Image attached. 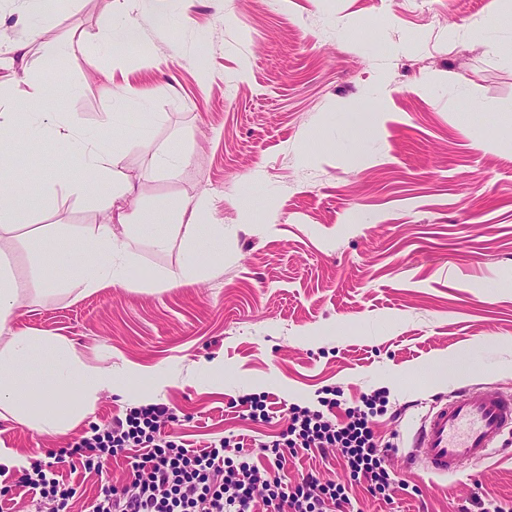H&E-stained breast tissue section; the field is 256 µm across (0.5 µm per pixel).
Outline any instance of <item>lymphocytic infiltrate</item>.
I'll return each instance as SVG.
<instances>
[{
  "mask_svg": "<svg viewBox=\"0 0 512 512\" xmlns=\"http://www.w3.org/2000/svg\"><path fill=\"white\" fill-rule=\"evenodd\" d=\"M385 401V393L377 391L362 409L341 408L335 399L320 410L289 407L288 425L267 444L271 459L262 467L229 457L226 438L200 450L176 444L170 432L179 418L172 408L164 403L135 406L53 460L32 459L29 467L15 472L13 486L61 505L73 490L57 479L55 464L68 461L89 469L138 448L142 454L132 464L131 483L105 489L91 512H326V503H348L345 485L313 472L290 482L285 460L313 449H338V463L353 480L366 483L372 495L388 496L397 478L384 464L374 431V410Z\"/></svg>",
  "mask_w": 512,
  "mask_h": 512,
  "instance_id": "1",
  "label": "lymphocytic infiltrate"
}]
</instances>
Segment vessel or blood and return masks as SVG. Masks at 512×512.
Instances as JSON below:
<instances>
[{"instance_id":"b4317fda","label":"vessel or blood","mask_w":512,"mask_h":512,"mask_svg":"<svg viewBox=\"0 0 512 512\" xmlns=\"http://www.w3.org/2000/svg\"><path fill=\"white\" fill-rule=\"evenodd\" d=\"M512 433V393L458 387L437 396L414 433L407 460L437 475H449L501 449Z\"/></svg>"}]
</instances>
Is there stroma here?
Returning a JSON list of instances; mask_svg holds the SVG:
<instances>
[{"label":"stroma","instance_id":"stroma-1","mask_svg":"<svg viewBox=\"0 0 512 512\" xmlns=\"http://www.w3.org/2000/svg\"><path fill=\"white\" fill-rule=\"evenodd\" d=\"M169 22L158 27L155 17ZM134 17L138 43L108 48L105 18ZM468 33L452 43L448 26ZM30 40L16 70L40 84L38 108L72 119L122 157L147 214L200 195L203 223L224 227V266L187 285L156 287L186 259L180 238L137 246L129 281L90 294L62 290L66 272L40 260L23 227L0 238L23 293L14 329L60 336L92 366L139 365L172 378L157 402L182 420L172 438L201 449L228 437L275 440L287 409L342 407L387 393L375 417L387 467L406 483L392 501L351 481L334 452L288 465L345 483L359 512H480L512 505V437L501 452L436 477L405 462L436 394L462 385L512 392V0H0V41ZM82 48L55 73L56 44ZM158 119L141 129L134 101ZM369 136L355 146L350 129ZM25 123L5 138L19 169L42 181L20 198L34 225L74 232L108 220L107 191L79 196L82 173ZM184 155L175 169L158 156ZM464 359L467 373L436 378ZM219 360L220 375L200 364ZM145 379L103 393L92 414L55 436L0 419V443L45 457L140 404ZM268 396L267 420L241 398ZM131 460L56 472L88 512L104 487L129 483Z\"/></svg>","mask_w":512,"mask_h":512}]
</instances>
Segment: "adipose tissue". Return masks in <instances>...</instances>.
Returning <instances> with one entry per match:
<instances>
[{
	"instance_id": "1",
	"label": "adipose tissue",
	"mask_w": 512,
	"mask_h": 512,
	"mask_svg": "<svg viewBox=\"0 0 512 512\" xmlns=\"http://www.w3.org/2000/svg\"><path fill=\"white\" fill-rule=\"evenodd\" d=\"M52 128L59 149L70 154L86 174L71 184L72 193L82 195L90 192L93 183H102L113 205L108 222L89 231L33 238L38 256L67 273L70 289L85 293L127 283L135 245L147 238L164 250L175 234L186 242L187 258L161 279V286L189 284L215 273V266H201L198 260L202 253L223 256V225L206 227L199 222L207 207L205 197L185 202L174 224L138 217L137 199L122 171L120 154L87 137L75 121H59ZM13 151L12 144L0 140V223L27 224L31 215L19 205L22 180L5 163ZM20 293V286L1 268L0 417L41 434L59 435L92 413L101 391L113 389L112 371L79 360L65 339L9 329Z\"/></svg>"
}]
</instances>
